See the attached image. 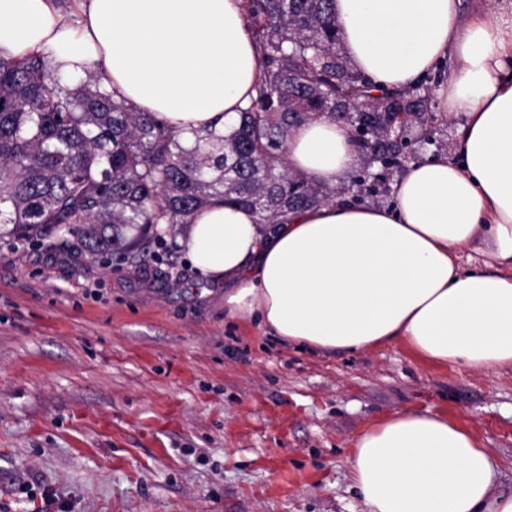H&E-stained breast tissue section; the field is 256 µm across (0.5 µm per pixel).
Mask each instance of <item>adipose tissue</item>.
Here are the masks:
<instances>
[{
	"mask_svg": "<svg viewBox=\"0 0 512 512\" xmlns=\"http://www.w3.org/2000/svg\"><path fill=\"white\" fill-rule=\"evenodd\" d=\"M0 0V55L47 56L55 70H106L111 90L191 145L223 132L259 76L244 0ZM341 44L382 89L414 85L452 60L439 109L466 122L454 157L410 163L389 207L335 202L258 223L216 197L179 241L193 272L224 284L235 320L318 351L401 342L421 359L474 371L512 368V0L501 15L462 0H334ZM288 164L339 183L358 156L349 127L321 118L288 138ZM496 263L474 265L470 249ZM366 512H512L497 467L468 428L399 412L352 443Z\"/></svg>",
	"mask_w": 512,
	"mask_h": 512,
	"instance_id": "obj_1",
	"label": "adipose tissue"
}]
</instances>
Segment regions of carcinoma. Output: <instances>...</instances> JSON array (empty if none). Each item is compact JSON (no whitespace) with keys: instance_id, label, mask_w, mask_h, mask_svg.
I'll use <instances>...</instances> for the list:
<instances>
[{"instance_id":"cac0c4a2","label":"carcinoma","mask_w":512,"mask_h":512,"mask_svg":"<svg viewBox=\"0 0 512 512\" xmlns=\"http://www.w3.org/2000/svg\"><path fill=\"white\" fill-rule=\"evenodd\" d=\"M333 0H245L261 73L224 135L180 134L108 90L97 70L64 77L47 57L0 56V224L42 243L63 233L92 260L145 258L178 247L175 227L209 201L246 207L259 224L336 201L345 191L288 165L294 128L322 116L349 125L359 153L401 167L413 142L431 141L433 90H379L343 51ZM381 176L354 179L375 194Z\"/></svg>"}]
</instances>
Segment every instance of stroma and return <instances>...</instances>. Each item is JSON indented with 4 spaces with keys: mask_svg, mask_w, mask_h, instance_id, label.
<instances>
[{
    "mask_svg": "<svg viewBox=\"0 0 512 512\" xmlns=\"http://www.w3.org/2000/svg\"><path fill=\"white\" fill-rule=\"evenodd\" d=\"M464 122L436 112L417 159ZM409 410L464 423L512 492V368L312 351L229 319L182 250L92 262L0 233V512H365L352 442Z\"/></svg>",
    "mask_w": 512,
    "mask_h": 512,
    "instance_id": "stroma-1",
    "label": "stroma"
}]
</instances>
